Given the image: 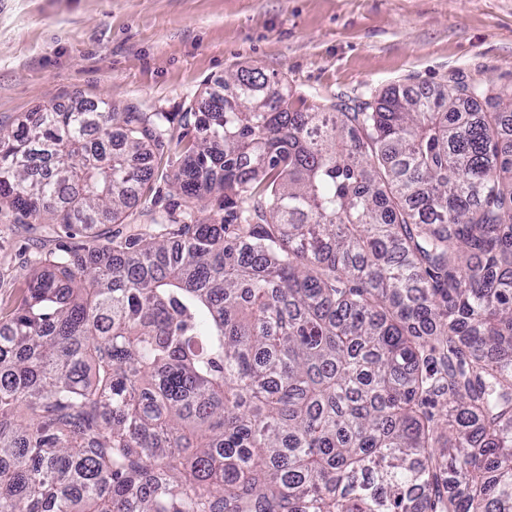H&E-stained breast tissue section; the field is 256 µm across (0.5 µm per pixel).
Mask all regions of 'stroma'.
<instances>
[{"label": "stroma", "mask_w": 512, "mask_h": 512, "mask_svg": "<svg viewBox=\"0 0 512 512\" xmlns=\"http://www.w3.org/2000/svg\"><path fill=\"white\" fill-rule=\"evenodd\" d=\"M311 112L393 85L512 87V0H0V124L75 101L166 113L172 135L239 68ZM167 152L141 202L183 209ZM80 237L0 224V316L38 249Z\"/></svg>", "instance_id": "stroma-1"}]
</instances>
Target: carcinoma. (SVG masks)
Wrapping results in <instances>:
<instances>
[{
	"label": "carcinoma",
	"mask_w": 512,
	"mask_h": 512,
	"mask_svg": "<svg viewBox=\"0 0 512 512\" xmlns=\"http://www.w3.org/2000/svg\"><path fill=\"white\" fill-rule=\"evenodd\" d=\"M224 79L0 126V223L56 224L0 320V512H512V91L306 112Z\"/></svg>",
	"instance_id": "obj_1"
}]
</instances>
